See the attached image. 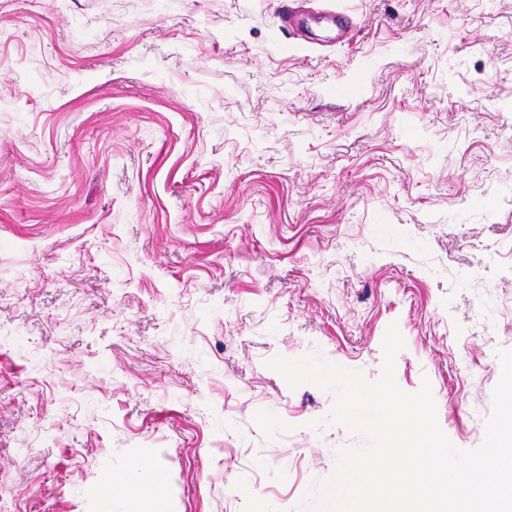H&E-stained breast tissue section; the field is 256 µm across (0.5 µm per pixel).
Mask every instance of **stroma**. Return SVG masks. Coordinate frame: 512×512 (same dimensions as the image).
Wrapping results in <instances>:
<instances>
[{
  "instance_id": "1",
  "label": "stroma",
  "mask_w": 512,
  "mask_h": 512,
  "mask_svg": "<svg viewBox=\"0 0 512 512\" xmlns=\"http://www.w3.org/2000/svg\"><path fill=\"white\" fill-rule=\"evenodd\" d=\"M0 0V507L291 512L312 352L484 438L512 349V0ZM359 34L328 41L324 8ZM254 496L238 495L241 485Z\"/></svg>"
}]
</instances>
